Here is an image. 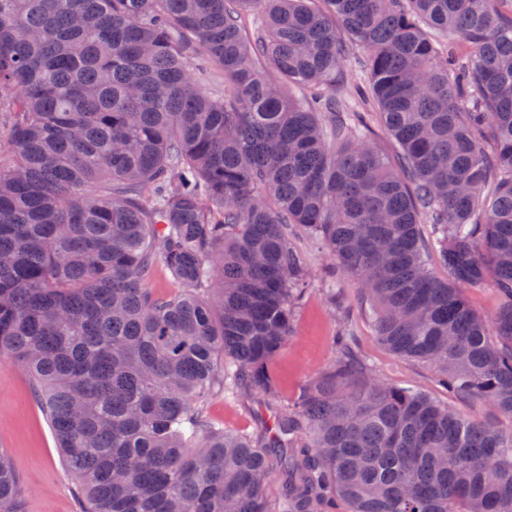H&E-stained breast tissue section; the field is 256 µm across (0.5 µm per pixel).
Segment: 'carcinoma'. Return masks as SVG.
<instances>
[{
    "mask_svg": "<svg viewBox=\"0 0 512 512\" xmlns=\"http://www.w3.org/2000/svg\"><path fill=\"white\" fill-rule=\"evenodd\" d=\"M351 54L392 158L338 93ZM5 89L0 356L81 512H512V431L381 380L348 330L293 400L272 369L310 284L293 226L379 345L512 418V0H0ZM253 389L259 433L218 428L209 398ZM467 297L474 309L488 317L495 314L499 305V297L491 288L481 292H468Z\"/></svg>",
    "mask_w": 512,
    "mask_h": 512,
    "instance_id": "1",
    "label": "carcinoma"
}]
</instances>
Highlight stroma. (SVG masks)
Instances as JSON below:
<instances>
[{
	"label": "stroma",
	"mask_w": 512,
	"mask_h": 512,
	"mask_svg": "<svg viewBox=\"0 0 512 512\" xmlns=\"http://www.w3.org/2000/svg\"><path fill=\"white\" fill-rule=\"evenodd\" d=\"M296 245L308 257L312 287L302 301L295 334L290 344L274 361L281 395L292 399L303 384L329 366L336 358L333 337L342 324H349L358 343L384 381L413 387L434 399L451 401L470 419L507 430L512 420L485 403L449 399L435 381L430 367L399 357L378 345L374 339L370 307L356 285L346 276H337L340 306L331 308L324 289L328 285L327 261L312 242L296 238ZM207 411L210 418L227 430L255 432L261 418L267 417L263 395L253 391L240 399L213 396ZM5 450L21 477L25 512H80L74 480L65 467L51 427L43 415L33 381L27 373L7 359L0 358V450Z\"/></svg>",
	"instance_id": "35a3bbf8"
}]
</instances>
